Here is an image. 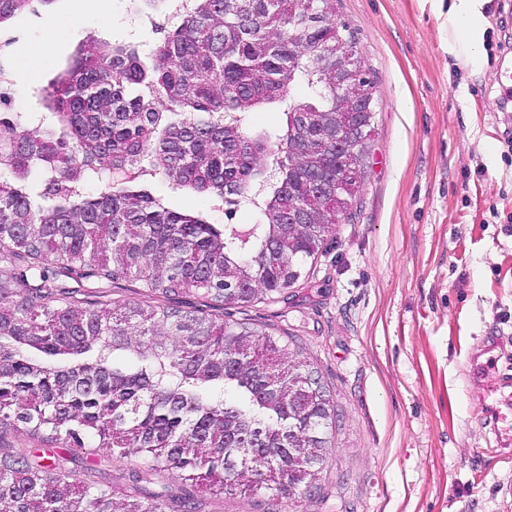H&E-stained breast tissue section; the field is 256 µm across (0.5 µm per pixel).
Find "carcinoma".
Returning a JSON list of instances; mask_svg holds the SVG:
<instances>
[{
  "label": "carcinoma",
  "mask_w": 512,
  "mask_h": 512,
  "mask_svg": "<svg viewBox=\"0 0 512 512\" xmlns=\"http://www.w3.org/2000/svg\"><path fill=\"white\" fill-rule=\"evenodd\" d=\"M33 0H0V25ZM192 0L143 52L92 39L46 91L49 116L0 113V428L119 457L140 453L212 494L284 499L317 478L308 449L332 448L334 406L297 384L304 361L248 323L168 306L274 299L298 282L352 206L336 199V0ZM281 113L269 131L249 114ZM328 190L312 201L314 181ZM191 193L249 205L251 228L218 226L155 196ZM97 185V193L73 186ZM308 207L306 219L288 212ZM88 281L132 277L160 304L52 298L45 263ZM0 512H168L166 500L119 502L66 482L64 458L0 456Z\"/></svg>",
  "instance_id": "1"
}]
</instances>
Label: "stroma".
<instances>
[{"label":"stroma","instance_id":"1","mask_svg":"<svg viewBox=\"0 0 512 512\" xmlns=\"http://www.w3.org/2000/svg\"><path fill=\"white\" fill-rule=\"evenodd\" d=\"M53 0L0 26L8 108L42 107L45 88L88 39L158 41L138 30V0ZM451 0H336L373 82L369 155L352 220L339 224L293 288L228 305L300 347L336 406L335 446L310 492L210 494L139 455L60 447L48 430L0 429V454L68 458L70 483L125 500L161 492L198 512H512V439L493 431L497 370L469 382L487 337L512 355V109L495 74L512 59V0H487L484 65L448 52ZM85 23L49 48L39 73L18 64L51 14Z\"/></svg>","mask_w":512,"mask_h":512}]
</instances>
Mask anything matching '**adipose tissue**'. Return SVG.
<instances>
[{"instance_id": "obj_1", "label": "adipose tissue", "mask_w": 512, "mask_h": 512, "mask_svg": "<svg viewBox=\"0 0 512 512\" xmlns=\"http://www.w3.org/2000/svg\"><path fill=\"white\" fill-rule=\"evenodd\" d=\"M484 2L485 0H452L448 9V25L452 31L448 51L475 70L483 65L482 40L486 25ZM77 20L78 17L74 14L48 16L44 22L41 40L25 49L19 60L20 67L32 74L38 72L43 65L47 48L59 42Z\"/></svg>"}]
</instances>
